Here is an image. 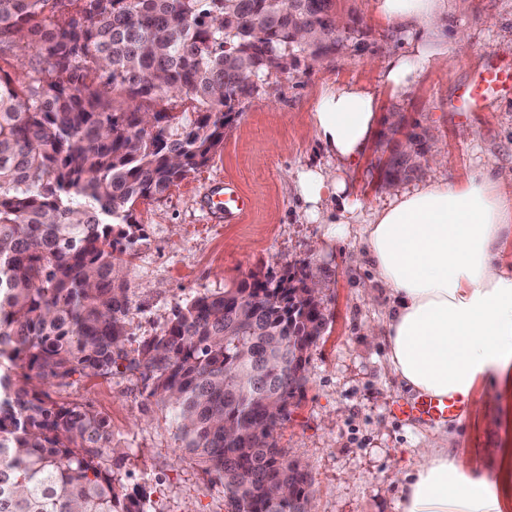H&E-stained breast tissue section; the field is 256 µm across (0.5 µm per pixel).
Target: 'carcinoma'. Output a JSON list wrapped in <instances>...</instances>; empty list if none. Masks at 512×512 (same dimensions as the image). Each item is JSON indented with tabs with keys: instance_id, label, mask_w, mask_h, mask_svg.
I'll return each instance as SVG.
<instances>
[{
	"instance_id": "obj_1",
	"label": "carcinoma",
	"mask_w": 512,
	"mask_h": 512,
	"mask_svg": "<svg viewBox=\"0 0 512 512\" xmlns=\"http://www.w3.org/2000/svg\"><path fill=\"white\" fill-rule=\"evenodd\" d=\"M334 0H0V55L46 13L38 66L0 74V512H148L110 463L112 427L33 382L124 371L173 410L229 512H309L308 473L274 432L303 393L326 318L305 269L197 296L132 346L123 269L140 200L207 165L257 81L336 54ZM132 104L116 108L107 90ZM185 95L189 122L140 102ZM392 152L391 184L424 136Z\"/></svg>"
}]
</instances>
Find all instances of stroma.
Masks as SVG:
<instances>
[{
  "mask_svg": "<svg viewBox=\"0 0 512 512\" xmlns=\"http://www.w3.org/2000/svg\"><path fill=\"white\" fill-rule=\"evenodd\" d=\"M375 4L338 0L341 14L368 31L369 51L347 49L266 77L258 93L239 104L237 121L207 166L136 204L133 217L143 224L144 238L125 270L126 320L140 341L195 297L223 293L254 273L306 267L321 288L327 326L309 352L303 395L289 407L276 440L310 473V512H401V484L423 442L492 479L503 449L512 448V389L493 406L475 389L458 418L447 421L396 414V406L415 395L390 370L387 346L369 334L390 307V291L357 262L359 233L342 241L330 237L326 225L305 215L295 192L300 169H335L313 112L324 89L350 84L373 93L377 112L365 153L345 171L364 216L391 196L440 177L464 183L511 169L512 95L496 96L482 112H460L456 105L487 66L512 65V0H438L444 19L436 29L389 24ZM423 38L445 50L443 63L407 89L386 85L391 60ZM395 120L403 131L393 136L388 128ZM409 132L426 136L420 168L383 185V163ZM224 180L252 200L236 224L211 223L203 207L209 187ZM47 392L51 400L77 401L108 418L112 444L124 454V483L145 489L151 512H227L222 486L180 451L170 408L146 397L135 376H77Z\"/></svg>",
  "mask_w": 512,
  "mask_h": 512,
  "instance_id": "1",
  "label": "stroma"
}]
</instances>
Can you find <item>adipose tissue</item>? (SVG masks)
Listing matches in <instances>:
<instances>
[{"mask_svg": "<svg viewBox=\"0 0 512 512\" xmlns=\"http://www.w3.org/2000/svg\"><path fill=\"white\" fill-rule=\"evenodd\" d=\"M434 0H378L391 23L440 27ZM443 55L416 44L384 73L404 89ZM327 152L345 165L358 161L376 122L373 94L356 85L323 92L313 114ZM341 170L301 169L296 191L306 213L343 236L360 203ZM340 201L339 210L328 209ZM512 238V171L501 169L458 185L439 179L404 191L377 210L365 229L364 258L390 289L387 319L372 329L385 343L399 378L419 395L468 397L477 380L487 402L512 385V274L496 261ZM402 512H502L486 478L462 469L432 446L417 449L405 476Z\"/></svg>", "mask_w": 512, "mask_h": 512, "instance_id": "1", "label": "adipose tissue"}]
</instances>
